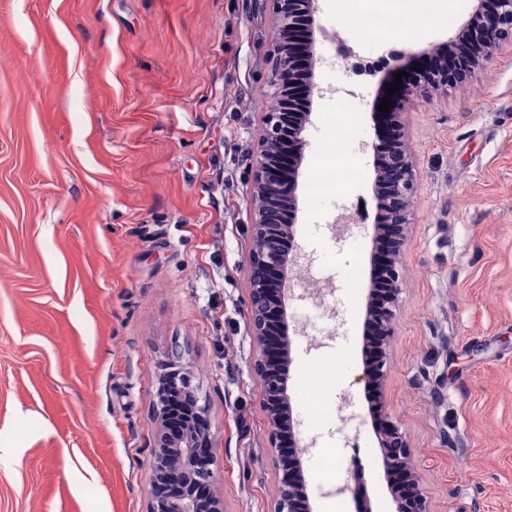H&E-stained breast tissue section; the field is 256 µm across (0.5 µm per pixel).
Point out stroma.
<instances>
[{"instance_id":"obj_1","label":"stroma","mask_w":512,"mask_h":512,"mask_svg":"<svg viewBox=\"0 0 512 512\" xmlns=\"http://www.w3.org/2000/svg\"><path fill=\"white\" fill-rule=\"evenodd\" d=\"M296 240L310 259L288 311L326 289L319 328L293 336L290 380L313 512H394L364 398L377 69L319 0ZM475 0L422 26L456 39ZM271 0H0V512H146L160 374L180 362L208 410L225 512H275L248 309L252 155L275 66ZM350 51L343 54L339 43ZM418 193L402 253L385 412L410 446L430 512H512V44L407 110ZM350 135L357 176L313 195L317 148ZM361 219L345 239L342 209ZM324 370L317 386L301 373ZM346 418L317 429L316 410ZM334 449L360 501L335 500ZM85 477L73 490L69 473Z\"/></svg>"}]
</instances>
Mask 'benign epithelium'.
<instances>
[{"mask_svg":"<svg viewBox=\"0 0 512 512\" xmlns=\"http://www.w3.org/2000/svg\"><path fill=\"white\" fill-rule=\"evenodd\" d=\"M274 5L276 36L273 54L276 68L270 86L275 105L262 117V126L254 154V218L249 224L251 252L249 262V317L252 333L259 353L254 369L260 382L261 396L266 413L270 444L278 448L280 440L292 433L293 418L290 398L281 382L278 360L269 349L270 340L278 335L283 321L285 300L290 283L299 270L296 243V225L279 220L283 212H294L299 171L304 160L306 140L303 132L310 123L311 112L298 113L294 124H285V108L292 106L296 92L305 100L321 94L315 82V59L304 66L305 78L296 85L295 67L299 52L295 33L306 28L319 27L316 14L318 0H271ZM484 0H477L468 22L477 44V53L464 69L455 75L447 69L434 68L430 72H412L421 52L409 50L394 53L387 64L385 85L395 84V74L409 73L411 85L399 86L389 94L394 102L390 112L393 138L390 144H371L374 156L372 190L377 201L380 220L373 227V240L389 235L393 240V254L388 262L389 293L376 297L370 288L365 305L364 332L376 337L380 358L363 368L362 380L367 387L383 392L387 371L386 346L393 336L394 309L399 293V265L401 251L406 245L410 226V206L417 193L414 161L407 149L404 122V102L410 89L423 93L442 91L463 81L479 65L493 57L496 49L512 40V7L504 8L508 0H495L491 13L481 11ZM281 273L276 284L269 274ZM178 401L184 409V428L173 435L167 425L171 402ZM155 437L152 446L153 483L171 488L168 494H153L147 512H224V499L214 488L215 456L212 452V433L206 407L192 385L191 372L172 366L170 372L159 379L153 407ZM385 472L410 471L409 444L398 427L391 421L383 425L373 423ZM281 476L275 512H310L303 470L293 458H279ZM395 512H429L419 487L412 489L410 499L392 494Z\"/></svg>","mask_w":512,"mask_h":512,"instance_id":"obj_1","label":"benign epithelium"}]
</instances>
